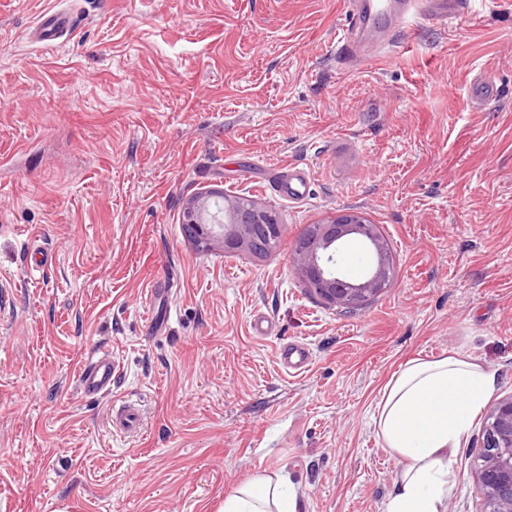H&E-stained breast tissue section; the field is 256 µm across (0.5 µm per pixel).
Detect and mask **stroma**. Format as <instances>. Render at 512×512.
Instances as JSON below:
<instances>
[{
  "instance_id": "1",
  "label": "stroma",
  "mask_w": 512,
  "mask_h": 512,
  "mask_svg": "<svg viewBox=\"0 0 512 512\" xmlns=\"http://www.w3.org/2000/svg\"><path fill=\"white\" fill-rule=\"evenodd\" d=\"M57 5L76 36L29 43ZM347 24L346 0H0V512H219L258 472L297 512H384L398 465L372 417L406 360L470 355L512 394V0L362 57ZM487 74L497 99L470 100ZM288 164L310 173L299 203L272 187ZM220 192L277 212L274 252L195 245L184 205ZM346 209L393 256L354 312L288 263ZM294 342L299 373L279 363ZM98 348L106 398L76 382ZM124 402L132 434L110 421ZM481 431L447 512H482ZM280 361L285 369L304 370L310 364L309 351L301 346L290 344L280 349Z\"/></svg>"
}]
</instances>
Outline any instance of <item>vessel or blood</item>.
<instances>
[{
    "mask_svg": "<svg viewBox=\"0 0 512 512\" xmlns=\"http://www.w3.org/2000/svg\"><path fill=\"white\" fill-rule=\"evenodd\" d=\"M467 8L466 0H348V36L343 47L351 49L360 36L384 39L389 29L411 23L421 15L444 22ZM74 34L71 15L50 9L35 21L28 38L33 43L49 46ZM280 361L285 368L301 371L309 366L310 353L304 347L286 345L280 350ZM115 378L111 356L94 352L81 365L77 383L86 396L106 397L112 393Z\"/></svg>",
    "mask_w": 512,
    "mask_h": 512,
    "instance_id": "vessel-or-blood-1",
    "label": "vessel or blood"
}]
</instances>
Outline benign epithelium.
<instances>
[{"label": "benign epithelium", "mask_w": 512, "mask_h": 512, "mask_svg": "<svg viewBox=\"0 0 512 512\" xmlns=\"http://www.w3.org/2000/svg\"><path fill=\"white\" fill-rule=\"evenodd\" d=\"M189 238L199 247L216 243L226 252H272L283 225L274 210L255 200L224 194L191 199L183 211ZM355 242L364 252L365 273L348 277L341 265L344 248ZM289 265L324 304L345 311L362 308L390 286L393 260L380 226L359 211L344 210L324 224H310L289 254ZM474 479L482 491L483 512H512V394L499 399L484 419L482 449Z\"/></svg>", "instance_id": "1"}]
</instances>
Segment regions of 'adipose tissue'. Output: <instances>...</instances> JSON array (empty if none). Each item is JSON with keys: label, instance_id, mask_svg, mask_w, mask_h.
Wrapping results in <instances>:
<instances>
[{"label": "adipose tissue", "instance_id": "1", "mask_svg": "<svg viewBox=\"0 0 512 512\" xmlns=\"http://www.w3.org/2000/svg\"><path fill=\"white\" fill-rule=\"evenodd\" d=\"M495 379L458 353L416 358L386 384L373 416L375 434L398 463L385 512H446L453 456ZM296 496L276 476L257 473L224 498V512H296Z\"/></svg>", "mask_w": 512, "mask_h": 512}]
</instances>
